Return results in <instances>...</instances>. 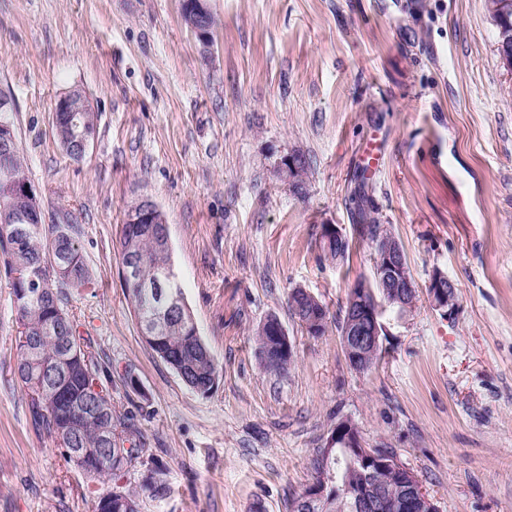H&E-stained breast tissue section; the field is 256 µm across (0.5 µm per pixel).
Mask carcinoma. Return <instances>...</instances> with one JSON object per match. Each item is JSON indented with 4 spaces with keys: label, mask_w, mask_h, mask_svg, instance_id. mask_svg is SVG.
<instances>
[{
    "label": "carcinoma",
    "mask_w": 512,
    "mask_h": 512,
    "mask_svg": "<svg viewBox=\"0 0 512 512\" xmlns=\"http://www.w3.org/2000/svg\"><path fill=\"white\" fill-rule=\"evenodd\" d=\"M65 122L95 134L94 113L67 112ZM28 180L19 146L15 145L0 155V212L8 207L22 208L24 204L12 197L10 184ZM372 205L366 195L359 196L355 219L359 235L372 246H377L376 235L380 225L371 216ZM82 225L65 220L63 224H5L0 221V258L11 280L12 302L19 325L16 373L23 386L31 393L34 414L49 435L74 425V447L85 448L82 462L70 455L66 462L75 466L90 483L114 481L120 478L141 457L144 435L132 420L112 409V394L104 385L102 376L111 372L112 362L104 360L92 349L91 342L77 333L68 304L73 293L94 287V278L79 247ZM120 253L133 247L141 258L139 279L125 281L127 296L138 323L151 316H161L165 309L152 295L155 277L159 271L172 267L170 248L162 246L151 234H135L132 225L123 224L119 239ZM349 242L334 241L322 244L325 256L334 260L345 259ZM60 252L61 263L52 269V292L46 298H35V290L28 284L27 273L47 263L55 252ZM288 294L291 314L302 320L312 307L313 298ZM64 315L65 326L60 335L46 341L38 340L40 326L58 320ZM275 330L259 326L256 331L258 355L262 367L271 372H283L295 356L286 351ZM146 344L194 392L208 395L212 392L211 376L220 374L221 368L202 340L197 325L190 323L181 330L158 327ZM63 363L70 369L64 391L55 392L48 375L50 367ZM108 410L112 436L107 442L100 437L101 419L84 410L96 400ZM314 480L326 476L333 485L361 491L374 498L389 494L409 480L407 471L388 468L380 470L359 459L344 448L321 450L313 460ZM150 472L159 480H146L141 490L112 489L96 497L94 512H140V491L154 498L169 492L162 463L152 462Z\"/></svg>",
    "instance_id": "obj_1"
}]
</instances>
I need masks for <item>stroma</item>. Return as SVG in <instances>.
Here are the masks:
<instances>
[{"label":"stroma","instance_id":"1","mask_svg":"<svg viewBox=\"0 0 512 512\" xmlns=\"http://www.w3.org/2000/svg\"><path fill=\"white\" fill-rule=\"evenodd\" d=\"M210 52L181 0H0V92L46 219L85 228L96 286L69 310L112 358L117 410L145 436L170 488L141 512H289L339 420L394 449L440 512H512V69L485 0H209ZM84 91L96 133L71 160L58 99ZM305 156V195L276 175ZM373 216L401 244L418 302L386 315L385 354L357 373L336 329L315 338L287 305L306 289L337 315L374 250ZM151 197L199 332L222 366L202 396L143 341L118 241ZM350 242L325 258L323 225ZM457 287L447 319L425 291ZM277 316L296 356L262 368L255 331ZM16 315L0 269V512H92L93 495L35 424L14 374ZM139 382L125 384L126 374Z\"/></svg>","mask_w":512,"mask_h":512}]
</instances>
